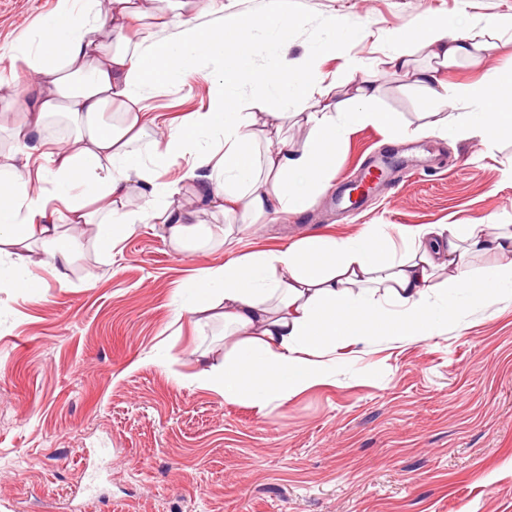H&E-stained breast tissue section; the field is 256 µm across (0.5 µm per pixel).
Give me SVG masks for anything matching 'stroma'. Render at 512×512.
<instances>
[{
    "label": "stroma",
    "instance_id": "1",
    "mask_svg": "<svg viewBox=\"0 0 512 512\" xmlns=\"http://www.w3.org/2000/svg\"><path fill=\"white\" fill-rule=\"evenodd\" d=\"M224 0L249 18L238 32L251 80L305 70L328 82L346 58L378 74L376 109L416 126L433 106L387 74L388 32L456 17L480 30L512 0ZM56 0H0V78L29 75L13 46L37 31ZM284 45L272 50L275 37ZM336 50H320L326 42ZM512 72V40L480 64L444 70L449 84ZM219 75L147 92L151 129L207 109ZM395 153L386 185L357 210L336 194L362 168ZM331 184L304 213L237 227L227 249L180 255L159 224L136 225L115 251L83 232L60 286L0 288V512H512V294L449 297L439 336L373 338L347 348L320 385L263 409L198 388L200 356L224 359L223 326L176 317L197 269L266 251L305 233L390 236L428 224H512V136L428 134L395 139L365 125L331 160ZM467 311L457 321L455 309Z\"/></svg>",
    "mask_w": 512,
    "mask_h": 512
}]
</instances>
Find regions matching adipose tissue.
I'll return each instance as SVG.
<instances>
[{"instance_id":"1","label":"adipose tissue","mask_w":512,"mask_h":512,"mask_svg":"<svg viewBox=\"0 0 512 512\" xmlns=\"http://www.w3.org/2000/svg\"><path fill=\"white\" fill-rule=\"evenodd\" d=\"M198 0H58L15 59L33 75L15 90L0 82V132L16 154L0 164V288L38 286L34 266L59 279L80 246V226H92L104 247L116 246L136 224H162L179 254L227 243L230 225L206 224L201 213L239 216L251 225L308 210L328 187L329 159L344 133L367 124L416 138L438 132L491 138L512 132V74L448 86L438 70L490 50L486 34L512 35V15L486 31H457L453 19L421 21L415 31L391 34V71L423 90L439 112L416 128L399 126L374 110L378 87L361 77L345 99L318 88L319 108L289 114L288 94L299 74L265 81L267 95L240 103L230 92L248 78L247 52L236 38L242 18L224 13V0H207L215 27L197 24ZM172 38H164V31ZM429 49L431 68L414 67L412 41ZM223 70L211 107L182 127L149 135L147 87L187 82L203 65ZM473 101L475 112H442L449 98ZM72 127L51 145L53 118ZM307 132L299 150L281 131L288 120ZM224 142L223 154L203 148ZM185 160L180 180L159 181V169ZM67 212L55 221L49 200ZM490 263L475 269L467 257ZM479 300L512 286V225L430 224L392 238L367 228L354 238L306 234L284 246L231 257L201 268L177 313L224 325V360L202 364L195 382L226 402L265 408L322 382L339 350L374 336L425 341L436 336V287Z\"/></svg>"}]
</instances>
